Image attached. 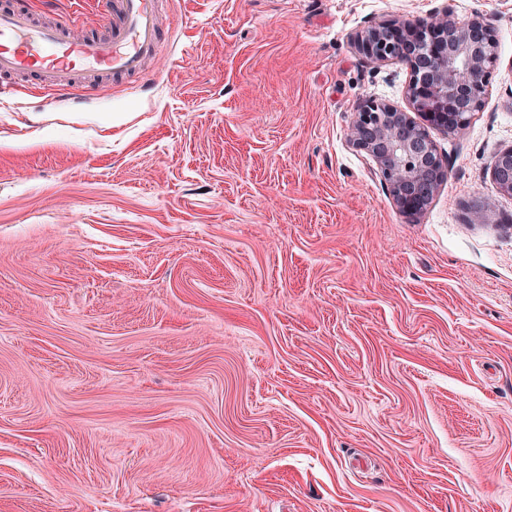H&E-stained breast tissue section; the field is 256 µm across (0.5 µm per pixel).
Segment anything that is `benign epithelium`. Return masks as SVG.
Instances as JSON below:
<instances>
[{"mask_svg":"<svg viewBox=\"0 0 512 512\" xmlns=\"http://www.w3.org/2000/svg\"><path fill=\"white\" fill-rule=\"evenodd\" d=\"M358 52L375 63L396 62L411 72V111L366 99L356 110L350 136L377 162L394 203L415 216L432 200L447 168L429 129L452 133L464 128L485 106L491 71L499 58L493 24L480 13L464 22L444 7L430 18L377 22L355 36ZM491 176L512 195V146L498 152Z\"/></svg>","mask_w":512,"mask_h":512,"instance_id":"obj_1","label":"benign epithelium"}]
</instances>
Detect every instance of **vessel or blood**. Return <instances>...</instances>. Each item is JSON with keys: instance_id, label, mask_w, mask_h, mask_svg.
Returning a JSON list of instances; mask_svg holds the SVG:
<instances>
[{"instance_id": "b4317fda", "label": "vessel or blood", "mask_w": 512, "mask_h": 512, "mask_svg": "<svg viewBox=\"0 0 512 512\" xmlns=\"http://www.w3.org/2000/svg\"><path fill=\"white\" fill-rule=\"evenodd\" d=\"M160 0H111L112 30L78 34L71 21L35 23L20 0L0 6V77L96 95L108 80L142 74L160 52Z\"/></svg>"}]
</instances>
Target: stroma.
<instances>
[{
    "label": "stroma",
    "instance_id": "1",
    "mask_svg": "<svg viewBox=\"0 0 512 512\" xmlns=\"http://www.w3.org/2000/svg\"><path fill=\"white\" fill-rule=\"evenodd\" d=\"M447 4L500 61L412 217L350 140L411 73L353 39ZM161 41L0 89V512H512V0H168ZM491 176L502 192L512 195V146L495 156Z\"/></svg>",
    "mask_w": 512,
    "mask_h": 512
}]
</instances>
